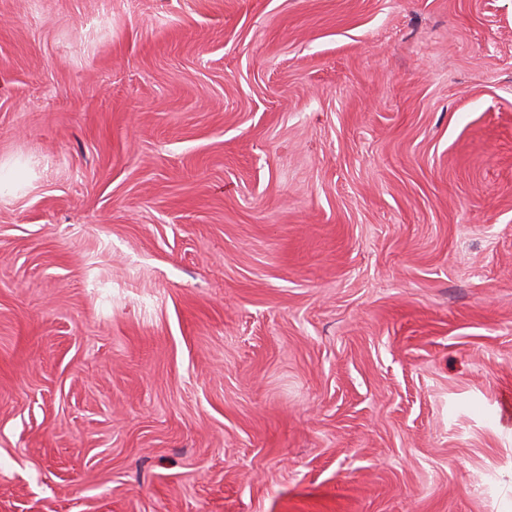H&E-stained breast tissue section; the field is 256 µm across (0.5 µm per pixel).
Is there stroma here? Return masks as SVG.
<instances>
[{"label": "stroma", "instance_id": "stroma-1", "mask_svg": "<svg viewBox=\"0 0 512 512\" xmlns=\"http://www.w3.org/2000/svg\"><path fill=\"white\" fill-rule=\"evenodd\" d=\"M0 512H512V0H0Z\"/></svg>", "mask_w": 512, "mask_h": 512}]
</instances>
